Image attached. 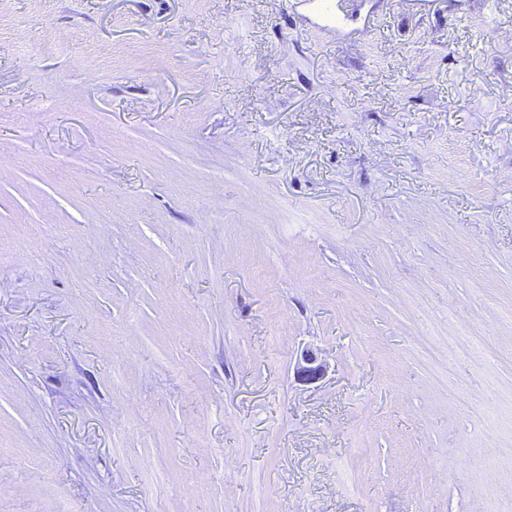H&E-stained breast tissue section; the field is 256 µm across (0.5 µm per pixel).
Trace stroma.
<instances>
[{"mask_svg": "<svg viewBox=\"0 0 512 512\" xmlns=\"http://www.w3.org/2000/svg\"><path fill=\"white\" fill-rule=\"evenodd\" d=\"M0 512H512V0H0ZM326 372L324 362L313 350H305L297 364V377L305 383H313L320 380Z\"/></svg>", "mask_w": 512, "mask_h": 512, "instance_id": "stroma-1", "label": "stroma"}]
</instances>
